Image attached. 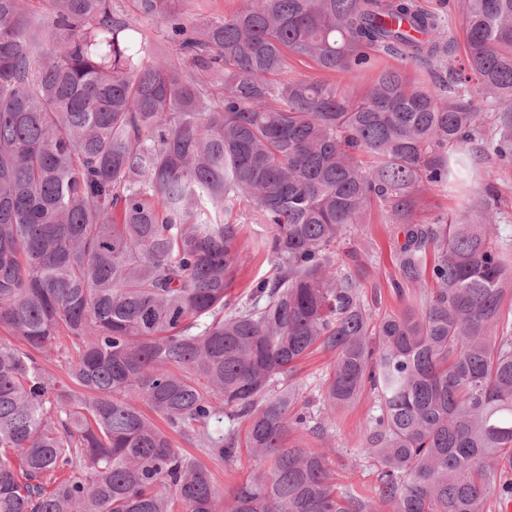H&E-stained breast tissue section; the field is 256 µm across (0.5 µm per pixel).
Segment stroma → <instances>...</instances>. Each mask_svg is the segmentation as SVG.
Segmentation results:
<instances>
[{"instance_id":"1","label":"stroma","mask_w":512,"mask_h":512,"mask_svg":"<svg viewBox=\"0 0 512 512\" xmlns=\"http://www.w3.org/2000/svg\"><path fill=\"white\" fill-rule=\"evenodd\" d=\"M481 136L469 146L471 161V190L480 192L487 181H494L496 192L492 207L497 216L496 244L508 261L512 262V167L499 166L491 149V143L501 130V109L491 101L483 102ZM231 222L241 227V241L248 249L250 258L238 271L229 293L234 300L246 301L251 289L262 279L273 274L268 255L267 232L257 223L250 212L233 210ZM400 238L394 225L386 223L380 204H372L357 233L346 234L340 240L334 254L338 270L360 265L357 277L360 289L368 302L374 318L398 313L414 306L417 295L414 290L396 294L392 288L399 278L395 260V248ZM332 363L329 354L321 351L306 357L298 366L296 379L300 383L304 399L313 407H320L321 394ZM370 397H362L349 407L342 409L329 429L333 447L331 459L338 487L374 495L377 476L375 468L361 459L357 451L362 446L361 427L368 416Z\"/></svg>"}]
</instances>
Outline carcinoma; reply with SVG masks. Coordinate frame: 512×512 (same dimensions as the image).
<instances>
[{"instance_id":"cac0c4a2","label":"carcinoma","mask_w":512,"mask_h":512,"mask_svg":"<svg viewBox=\"0 0 512 512\" xmlns=\"http://www.w3.org/2000/svg\"><path fill=\"white\" fill-rule=\"evenodd\" d=\"M128 2L0 0V512H501L512 269L485 201L416 217L422 194L465 182L481 127L433 63L505 107L494 154L512 164V0H457L463 60L416 0H244L201 25L184 0ZM374 52L422 73L336 83ZM292 58L321 75L288 76ZM374 200L404 236L396 293L421 289L378 320L332 260ZM237 205L276 270L242 305ZM317 349L334 362L316 416L296 370ZM365 393L373 497L297 439L325 442ZM147 409L210 458L246 448L257 465L221 493Z\"/></svg>"}]
</instances>
